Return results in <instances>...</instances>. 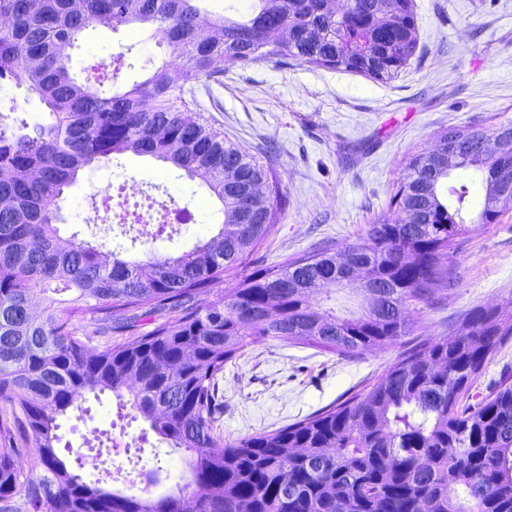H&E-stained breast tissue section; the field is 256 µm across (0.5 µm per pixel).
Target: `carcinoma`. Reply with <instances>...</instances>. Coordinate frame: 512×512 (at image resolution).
<instances>
[{
    "label": "carcinoma",
    "instance_id": "cac0c4a2",
    "mask_svg": "<svg viewBox=\"0 0 512 512\" xmlns=\"http://www.w3.org/2000/svg\"><path fill=\"white\" fill-rule=\"evenodd\" d=\"M205 0H0V80L47 107L45 121L0 115V512H512V382L476 404L468 394L490 353L512 337V313L480 309L448 336L408 350L363 392L271 432L224 443L219 379L257 340H295L345 357L412 332L407 307L452 284L459 241L512 209V124L463 126L439 153L416 155L391 198L399 218L369 225L344 250L323 247L259 269L224 299L198 295L245 263L279 219L263 166L203 122L194 83L270 56L326 69L397 76L417 47L402 28L412 0H249L213 13ZM148 24L173 60L117 91L79 80L71 50L91 25ZM288 25L293 38H282ZM131 152L199 177L222 205L219 232L175 255L133 260L57 227L64 192L95 162ZM480 176L476 186L456 170ZM239 183L242 193L226 192ZM364 270L360 311L324 301ZM42 294V310L34 298ZM155 318L145 333L135 323ZM93 336H124L91 347ZM112 394L169 447L187 453L184 486L129 494L79 472L91 457L112 478V448L69 467L58 419ZM33 459L16 466L21 451Z\"/></svg>",
    "mask_w": 512,
    "mask_h": 512
}]
</instances>
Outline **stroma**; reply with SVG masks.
<instances>
[{
    "label": "stroma",
    "mask_w": 512,
    "mask_h": 512,
    "mask_svg": "<svg viewBox=\"0 0 512 512\" xmlns=\"http://www.w3.org/2000/svg\"><path fill=\"white\" fill-rule=\"evenodd\" d=\"M417 48L397 77L316 68L271 57L225 71L222 84H197L192 109L256 158L278 180L283 211L269 236L223 281L198 296L205 305L253 271L364 235L369 224L398 214L390 199L409 160L435 148L455 126L492 129L512 123V0H414ZM77 73L124 59L119 83L144 77L146 59L168 60L151 30L88 27L72 51ZM136 181L157 200L175 199L192 223L144 241L107 221L84 223V200L99 188ZM62 235L141 259L194 247L212 236L224 216L198 178L148 157L125 153L79 175L65 194ZM456 278L433 304H413L410 336L346 358L285 340L249 344L224 366L219 396L225 442L278 429L361 392L398 356L447 336L479 308L512 310V210L464 241L453 254ZM512 377V340L491 353L471 394L481 400Z\"/></svg>",
    "instance_id": "obj_1"
}]
</instances>
